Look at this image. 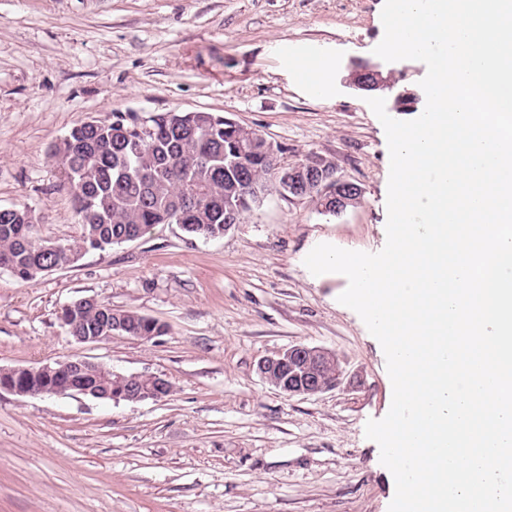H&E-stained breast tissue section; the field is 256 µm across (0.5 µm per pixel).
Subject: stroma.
<instances>
[{
  "label": "stroma",
  "instance_id": "1",
  "mask_svg": "<svg viewBox=\"0 0 512 512\" xmlns=\"http://www.w3.org/2000/svg\"><path fill=\"white\" fill-rule=\"evenodd\" d=\"M384 0H0V206L33 210L42 237L80 236L50 149L82 120L113 112L202 110L259 131L284 163L332 160L362 191L320 212L267 195L223 237L154 225L22 283L0 269V366L86 356L171 382L160 401L0 391V512H388L395 494L365 424L383 418L392 383L380 343L338 301L348 281L313 275L320 243L375 253L386 241L390 158L354 62L380 59ZM331 62L325 95L296 82L287 53ZM385 93L426 96L417 60L394 62ZM93 297L167 325L149 339L81 344L64 305ZM293 343L333 351L343 384L288 396L258 360Z\"/></svg>",
  "mask_w": 512,
  "mask_h": 512
}]
</instances>
